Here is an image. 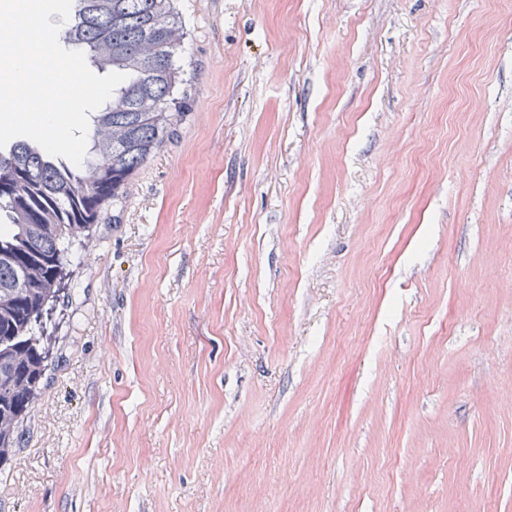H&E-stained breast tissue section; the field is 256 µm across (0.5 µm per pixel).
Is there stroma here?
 I'll list each match as a JSON object with an SVG mask.
<instances>
[{
  "mask_svg": "<svg viewBox=\"0 0 512 512\" xmlns=\"http://www.w3.org/2000/svg\"><path fill=\"white\" fill-rule=\"evenodd\" d=\"M177 9L0 512H512V0Z\"/></svg>",
  "mask_w": 512,
  "mask_h": 512,
  "instance_id": "35a3bbf8",
  "label": "stroma"
}]
</instances>
